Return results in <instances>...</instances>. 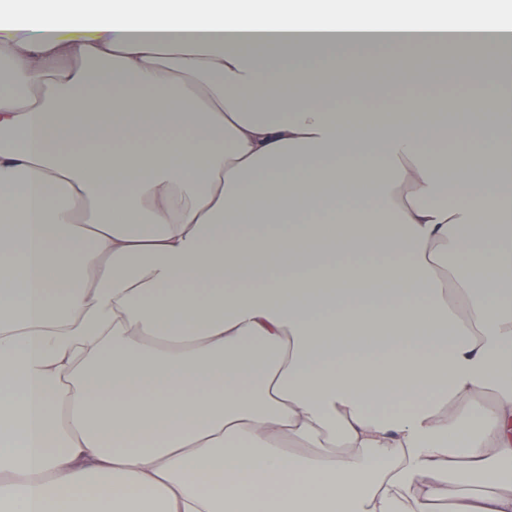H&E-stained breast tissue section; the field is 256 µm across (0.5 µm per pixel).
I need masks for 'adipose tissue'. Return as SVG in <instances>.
<instances>
[{"label": "adipose tissue", "instance_id": "obj_1", "mask_svg": "<svg viewBox=\"0 0 512 512\" xmlns=\"http://www.w3.org/2000/svg\"><path fill=\"white\" fill-rule=\"evenodd\" d=\"M435 4L0 12V512H512V57L434 157L334 75L492 47Z\"/></svg>", "mask_w": 512, "mask_h": 512}]
</instances>
